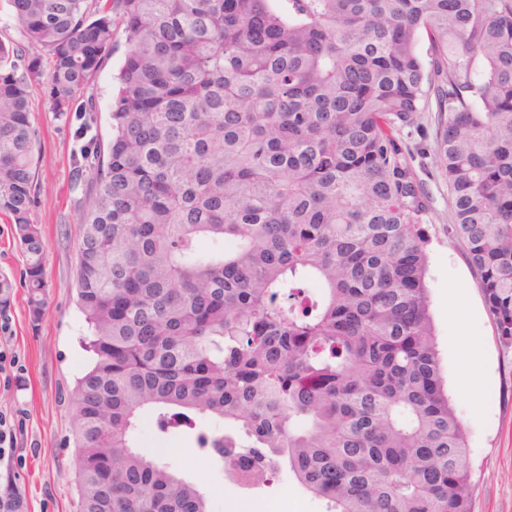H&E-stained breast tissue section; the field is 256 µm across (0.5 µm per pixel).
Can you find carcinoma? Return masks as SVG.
Here are the masks:
<instances>
[{
	"mask_svg": "<svg viewBox=\"0 0 512 512\" xmlns=\"http://www.w3.org/2000/svg\"><path fill=\"white\" fill-rule=\"evenodd\" d=\"M10 3L27 53L0 40V212L34 322L31 93L67 116L124 25L112 136L74 158L93 353L72 392L77 512H210L133 449L145 413L162 433L224 420L206 453L247 460L251 485L285 466L326 512H471L425 285L428 196L397 131L435 94L452 233L512 346V0Z\"/></svg>",
	"mask_w": 512,
	"mask_h": 512,
	"instance_id": "carcinoma-1",
	"label": "carcinoma"
}]
</instances>
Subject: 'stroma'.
I'll list each match as a JSON object with an SVG mask.
<instances>
[{
    "label": "stroma",
    "instance_id": "1",
    "mask_svg": "<svg viewBox=\"0 0 512 512\" xmlns=\"http://www.w3.org/2000/svg\"><path fill=\"white\" fill-rule=\"evenodd\" d=\"M113 44L111 56L86 91L97 109L92 132L104 142L110 135L112 78L125 54L123 25H115ZM45 97L44 88L33 89L30 120L41 143L31 217L40 227L44 244L47 303L40 321L31 322L21 278L23 256L12 224L0 215V276L13 284V344L26 365L20 386L0 388V410L20 413L19 451L13 468L29 512H76L71 391L91 360L82 344L87 325L77 308L75 289L82 196L74 164L75 132L85 116L73 111L66 118H56L48 111ZM437 119L433 109L418 113L415 124L401 133L410 149L408 162L430 197L422 224L427 237L430 313L448 397L467 433L474 482L472 512H512V348L501 343L476 273L451 232L448 183L435 157ZM463 322L481 343L484 360L466 353L457 334ZM224 428V422L205 417L198 432L210 434ZM198 432L165 435L148 417L138 428L136 445L141 454L152 457L155 443H166L165 462L204 491L211 512H230L231 505H248L257 498L267 499L271 512H324L323 502L284 468L256 486L242 489L229 484L223 465L200 449Z\"/></svg>",
    "mask_w": 512,
    "mask_h": 512
}]
</instances>
